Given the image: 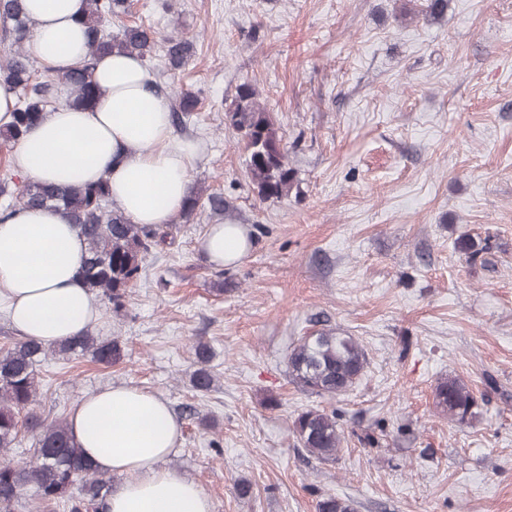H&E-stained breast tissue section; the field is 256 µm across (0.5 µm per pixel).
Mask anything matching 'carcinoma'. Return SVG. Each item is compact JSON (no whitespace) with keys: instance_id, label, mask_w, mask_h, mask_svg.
<instances>
[{"instance_id":"obj_1","label":"carcinoma","mask_w":512,"mask_h":512,"mask_svg":"<svg viewBox=\"0 0 512 512\" xmlns=\"http://www.w3.org/2000/svg\"><path fill=\"white\" fill-rule=\"evenodd\" d=\"M128 11L127 0H86L87 25L91 40L83 67L56 76L67 91L68 105L82 107L101 94L92 80L91 68L96 57L119 51L149 60L155 47L154 32L141 25L126 26L110 35L102 28L107 16L118 17ZM0 18L11 21L16 48L0 59V80L11 85L17 95L9 124L0 126V140L18 143L47 114V105L55 98V85L33 82V64L26 51V41L33 26L22 8V0H0ZM191 44L184 38L167 39L165 53L172 68L187 57ZM258 93L249 82L239 85L235 100L226 111V120L241 136L239 146L245 153L246 174L254 194L262 201L280 199L289 194L295 182V170L289 166L282 146V136L271 112L260 104ZM198 100L190 93L176 97L171 116L179 124L191 118ZM0 222L20 209L58 208L67 214L87 242V255L81 269L88 291L119 312L127 291L142 277L148 258L165 242L168 233L160 227L132 224L112 205L107 181L84 186L56 187L47 184L0 181ZM205 204L216 214L229 211L230 204L221 194L203 196L193 188L182 209L180 220L189 222L199 205ZM457 249L466 260L475 263L492 250L491 238L461 234ZM200 363L191 377L193 388L210 391L215 377L203 366L208 361L207 345L193 346ZM88 356L99 364L110 365L120 359L119 343L100 341L90 331L82 335L43 345L22 340L7 350H0V450L15 445L21 429L33 433L34 452L23 465L0 463V512H13V504L24 487H37L38 512L64 504L67 512H98L107 496L106 482L88 463L70 434L68 420L42 424L31 413L38 393L36 366L48 354ZM368 358L358 340L339 328L314 330L300 338L288 352V373L293 383L317 396L334 399L346 393L366 372ZM435 407L448 420L472 425L480 416V403L468 384L459 376L449 375L436 381L433 389ZM293 430L302 448L321 461L336 459L345 432L336 413L310 407L297 414ZM78 498L67 496L76 486ZM318 512H355L353 502L336 495H324L317 503Z\"/></svg>"}]
</instances>
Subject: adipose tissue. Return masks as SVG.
Returning a JSON list of instances; mask_svg holds the SVG:
<instances>
[{
	"mask_svg": "<svg viewBox=\"0 0 512 512\" xmlns=\"http://www.w3.org/2000/svg\"><path fill=\"white\" fill-rule=\"evenodd\" d=\"M84 7V0H25L33 50L47 74L85 60ZM92 79L102 96L84 108L53 110L19 142L14 168L63 186L107 179L131 223H175L191 191L198 144L175 138L169 98L151 88L140 59L101 56ZM251 246L242 224L211 225L203 240L220 268ZM85 254V239L61 211L24 209L0 222V312L20 336L48 345L82 335L96 320L100 308L80 275ZM69 427L84 458L114 481L106 512H212L196 482L162 465L181 426L160 395L127 385L94 392L74 406Z\"/></svg>",
	"mask_w": 512,
	"mask_h": 512,
	"instance_id": "obj_1",
	"label": "adipose tissue"
}]
</instances>
